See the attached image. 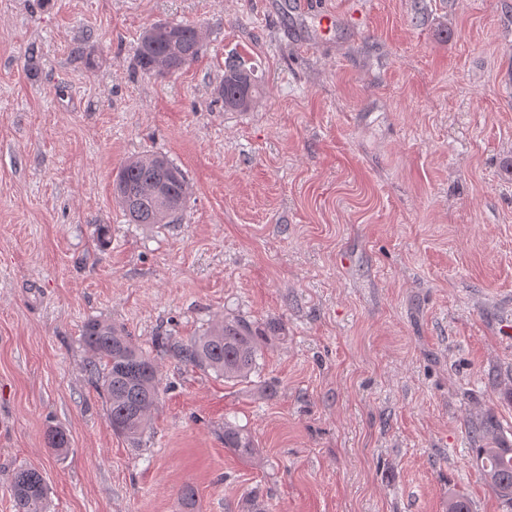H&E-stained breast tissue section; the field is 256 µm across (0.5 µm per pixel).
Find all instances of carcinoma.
<instances>
[{"mask_svg":"<svg viewBox=\"0 0 512 512\" xmlns=\"http://www.w3.org/2000/svg\"><path fill=\"white\" fill-rule=\"evenodd\" d=\"M174 41L140 38L137 47L139 66L148 74L165 76L164 64L173 62L178 72L194 61L201 50V34L191 24L171 23ZM262 90L257 70L239 56L224 61V78L218 93L224 107L244 110ZM156 182L167 185L178 206L165 212L163 202L148 191ZM118 191L115 200L131 224H175L186 208L190 183L186 173L167 156L148 154L126 160L113 180ZM275 326L261 328L237 317L215 321L202 335L185 343H172L166 337L156 344L179 361L210 369L226 381H243L258 369V356ZM84 346L93 354L90 371L99 380L107 406V421L112 431L129 440L141 437L157 407L160 387L158 367L142 349L135 346L124 330L98 318L84 322ZM478 444L484 480L497 498L512 509V444L493 428L473 432ZM47 447L60 452L69 447L68 434L56 427L45 431ZM224 447L245 458L253 457L255 443L250 431L230 421L224 422ZM49 488L42 471L20 466L12 474L10 494L14 512H46Z\"/></svg>","mask_w":512,"mask_h":512,"instance_id":"cac0c4a2","label":"carcinoma"}]
</instances>
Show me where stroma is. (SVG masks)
<instances>
[{"instance_id": "obj_1", "label": "stroma", "mask_w": 512, "mask_h": 512, "mask_svg": "<svg viewBox=\"0 0 512 512\" xmlns=\"http://www.w3.org/2000/svg\"><path fill=\"white\" fill-rule=\"evenodd\" d=\"M158 22L202 31L164 77L135 58ZM233 54L264 77L243 112L217 98ZM154 152L189 178L182 223L114 201ZM508 161L512 0H0V512L21 465L48 512H238L252 491L267 512H446L455 493L503 512L471 432L512 440ZM234 315L281 326L249 382L153 345ZM91 317L158 364L139 442L108 425ZM228 421L254 458L225 448Z\"/></svg>"}]
</instances>
